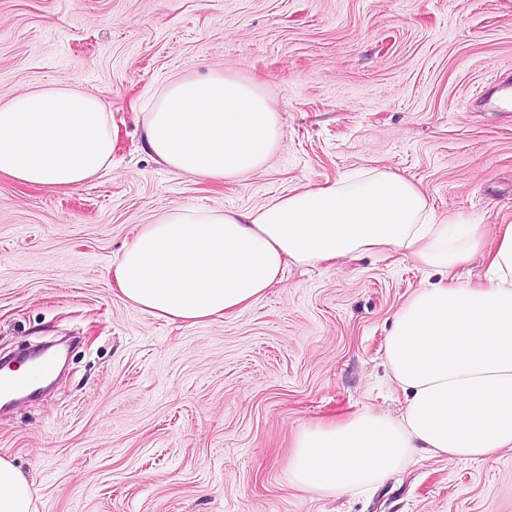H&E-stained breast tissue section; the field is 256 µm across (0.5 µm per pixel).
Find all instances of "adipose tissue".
<instances>
[{
	"instance_id": "adipose-tissue-1",
	"label": "adipose tissue",
	"mask_w": 512,
	"mask_h": 512,
	"mask_svg": "<svg viewBox=\"0 0 512 512\" xmlns=\"http://www.w3.org/2000/svg\"><path fill=\"white\" fill-rule=\"evenodd\" d=\"M143 133L166 167L227 182L265 166L282 135L264 93L221 72L170 81ZM111 159L112 118L79 88H36L0 104V177L72 188ZM426 208L418 184L380 167L251 210L183 206L145 225L114 274L141 310L198 322L257 301L290 262L373 251L437 272L395 312L385 339L384 365L404 396L399 415L359 412L294 438L297 487L364 493L418 456L485 461L512 447V224L487 245L477 225L425 223ZM479 252L483 279L462 278L459 267ZM0 512H35L31 482L5 456Z\"/></svg>"
}]
</instances>
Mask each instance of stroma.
Segmentation results:
<instances>
[{"label": "stroma", "mask_w": 512, "mask_h": 512, "mask_svg": "<svg viewBox=\"0 0 512 512\" xmlns=\"http://www.w3.org/2000/svg\"><path fill=\"white\" fill-rule=\"evenodd\" d=\"M258 83L282 137L233 182L172 171L145 146L169 80ZM512 0H0V104L75 86L112 115V164L71 190L0 178V355L75 337L51 391L0 415V455L37 512H512V448L418 459L370 495L288 480L301 426L396 413L383 346L428 279L366 253L288 265L256 304L189 324L124 301L114 262L162 211L257 208L383 167L434 221L512 223Z\"/></svg>", "instance_id": "obj_1"}]
</instances>
